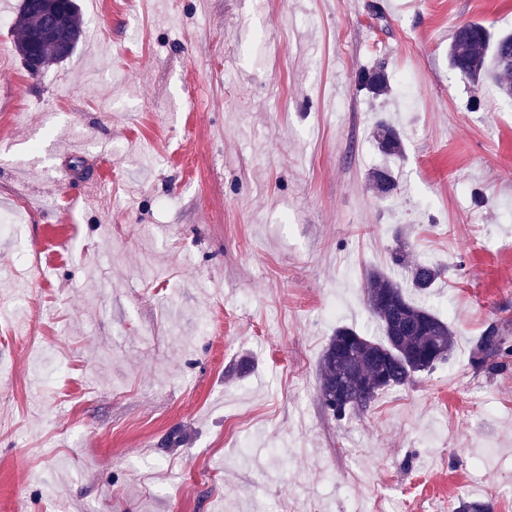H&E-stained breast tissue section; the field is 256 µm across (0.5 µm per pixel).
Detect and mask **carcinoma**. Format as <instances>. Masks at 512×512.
<instances>
[{
  "instance_id": "1",
  "label": "carcinoma",
  "mask_w": 512,
  "mask_h": 512,
  "mask_svg": "<svg viewBox=\"0 0 512 512\" xmlns=\"http://www.w3.org/2000/svg\"><path fill=\"white\" fill-rule=\"evenodd\" d=\"M39 18L38 0H21L15 51L24 61L33 51L30 33ZM82 36L81 14L74 8L62 40L70 46L65 53L53 57L50 64L69 59ZM448 66L460 78L473 84L491 82L503 97L512 98V33L493 36L484 26L472 22L459 26L448 46ZM358 83L375 97L390 91L381 69L360 72ZM373 137L385 159L395 160L403 155L402 134L392 124L378 121ZM368 181L382 198L393 196L398 189L397 175L388 165L370 171ZM390 263L405 271L404 277L399 279L372 269L364 285L366 305L380 335L367 336L350 327H339L319 360L318 398L323 408L337 419L350 412L367 411L380 391L414 383L448 362L453 352L455 333L451 324L426 303L416 300L418 296L430 295L445 269L430 262L410 260L405 243L399 239L390 249ZM509 359L512 339L497 323L488 324L473 341V368L495 371L504 368Z\"/></svg>"
}]
</instances>
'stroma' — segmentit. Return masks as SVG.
I'll list each match as a JSON object with an SVG mask.
<instances>
[{
    "mask_svg": "<svg viewBox=\"0 0 512 512\" xmlns=\"http://www.w3.org/2000/svg\"><path fill=\"white\" fill-rule=\"evenodd\" d=\"M77 3V51L34 76L0 0V512H512V365L470 363L512 335V101L448 70L512 0ZM379 117L407 148L388 199ZM398 235L447 267L455 347L338 421L318 361L378 335L364 274ZM358 83L367 90L373 97L387 95L390 85L386 74L382 69L364 70L359 73ZM368 181L372 188L382 198L391 197L398 189V178L393 169L387 164L374 168L368 173ZM512 359V340L499 325L489 323L473 341L471 364L476 371H495Z\"/></svg>",
    "mask_w": 512,
    "mask_h": 512,
    "instance_id": "obj_1",
    "label": "stroma"
}]
</instances>
